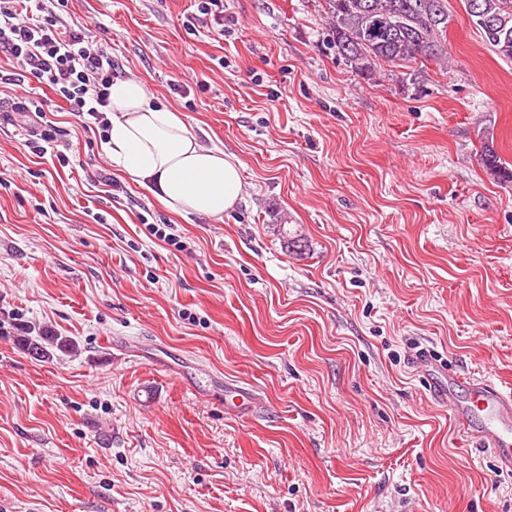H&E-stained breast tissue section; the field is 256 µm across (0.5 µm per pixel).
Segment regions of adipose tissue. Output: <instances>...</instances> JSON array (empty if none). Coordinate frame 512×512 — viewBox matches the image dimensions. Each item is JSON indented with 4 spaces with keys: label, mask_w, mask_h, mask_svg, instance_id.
I'll use <instances>...</instances> for the list:
<instances>
[{
    "label": "adipose tissue",
    "mask_w": 512,
    "mask_h": 512,
    "mask_svg": "<svg viewBox=\"0 0 512 512\" xmlns=\"http://www.w3.org/2000/svg\"><path fill=\"white\" fill-rule=\"evenodd\" d=\"M106 117L110 159L172 213L220 218L238 203V160L201 147L179 112L155 102L144 81L114 80Z\"/></svg>",
    "instance_id": "ef3b65f1"
}]
</instances>
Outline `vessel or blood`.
Returning <instances> with one entry per match:
<instances>
[{"mask_svg": "<svg viewBox=\"0 0 512 512\" xmlns=\"http://www.w3.org/2000/svg\"><path fill=\"white\" fill-rule=\"evenodd\" d=\"M456 375L433 385L434 397L448 403L459 424L472 437L498 457L504 467L512 469V387L503 388L490 380L467 381V404H458L451 385Z\"/></svg>", "mask_w": 512, "mask_h": 512, "instance_id": "obj_1", "label": "vessel or blood"}]
</instances>
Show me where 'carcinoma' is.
Here are the masks:
<instances>
[{
    "instance_id": "obj_1",
    "label": "carcinoma",
    "mask_w": 512,
    "mask_h": 512,
    "mask_svg": "<svg viewBox=\"0 0 512 512\" xmlns=\"http://www.w3.org/2000/svg\"><path fill=\"white\" fill-rule=\"evenodd\" d=\"M467 18L484 42L501 57L512 59V24H496L502 15H512V0H463ZM329 29L327 46L356 72L369 76L388 63L412 70L417 82V64L438 61L446 54L448 0H326ZM486 171L503 183L512 181L494 148L481 146ZM16 341L32 357L50 360L55 353H70L75 343L67 336L29 325L15 326Z\"/></svg>"
}]
</instances>
